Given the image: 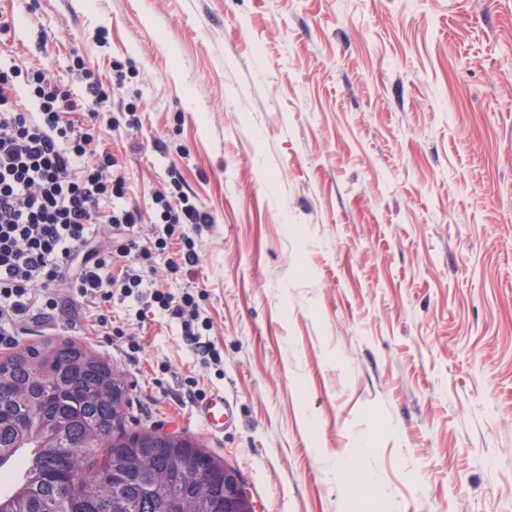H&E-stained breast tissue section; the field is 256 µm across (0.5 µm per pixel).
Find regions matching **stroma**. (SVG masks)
<instances>
[{"label":"stroma","instance_id":"35a3bbf8","mask_svg":"<svg viewBox=\"0 0 512 512\" xmlns=\"http://www.w3.org/2000/svg\"><path fill=\"white\" fill-rule=\"evenodd\" d=\"M0 66L80 93L122 71L142 124L102 128L128 196L176 179L213 224L191 293L107 315L60 292L14 345L68 337L127 414L192 436L256 512H512V0H0ZM166 149H158L157 141ZM223 394L233 421L199 407ZM366 447L356 456L358 447ZM358 466L374 485L344 487ZM156 295L162 299L164 309L170 311L172 318L181 319L185 317V314H188L192 321L193 318L196 319L195 300L189 293L182 295L178 301L174 296L165 295L158 290H156ZM172 303L175 304L172 305Z\"/></svg>","mask_w":512,"mask_h":512}]
</instances>
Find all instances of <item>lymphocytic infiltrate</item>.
Returning <instances> with one entry per match:
<instances>
[{"instance_id": "1", "label": "lymphocytic infiltrate", "mask_w": 512, "mask_h": 512, "mask_svg": "<svg viewBox=\"0 0 512 512\" xmlns=\"http://www.w3.org/2000/svg\"><path fill=\"white\" fill-rule=\"evenodd\" d=\"M26 80L38 103L30 112L16 94ZM111 86L84 75L79 97L38 68L0 67V344L11 343L13 325L35 306L55 309L60 290L98 304L104 282L122 296L143 286L145 274L110 267L124 258L151 260L162 243L135 228L149 217L129 202L118 161L102 149L94 123L111 108ZM153 201L167 234H179L180 250L166 257L170 272L197 263L194 234L212 223L183 188L157 190ZM107 224L112 237L94 246V227Z\"/></svg>"}]
</instances>
